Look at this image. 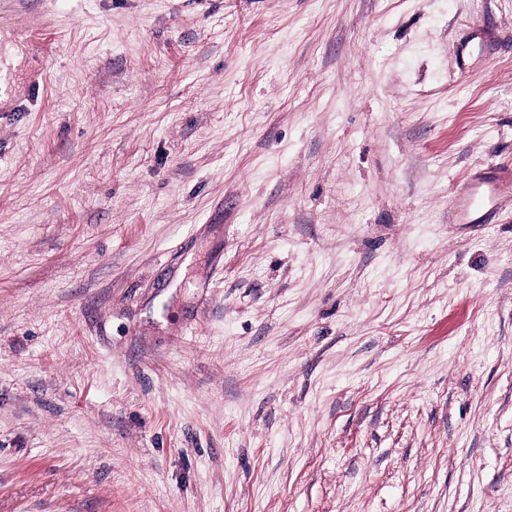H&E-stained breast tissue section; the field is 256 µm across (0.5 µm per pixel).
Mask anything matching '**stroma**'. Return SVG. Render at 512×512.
Returning <instances> with one entry per match:
<instances>
[{"instance_id": "stroma-1", "label": "stroma", "mask_w": 512, "mask_h": 512, "mask_svg": "<svg viewBox=\"0 0 512 512\" xmlns=\"http://www.w3.org/2000/svg\"><path fill=\"white\" fill-rule=\"evenodd\" d=\"M0 512H512V0H0ZM473 188L466 196L464 206L466 212L472 217V222L482 224L492 217L493 206L486 204L483 196H479V189Z\"/></svg>"}]
</instances>
